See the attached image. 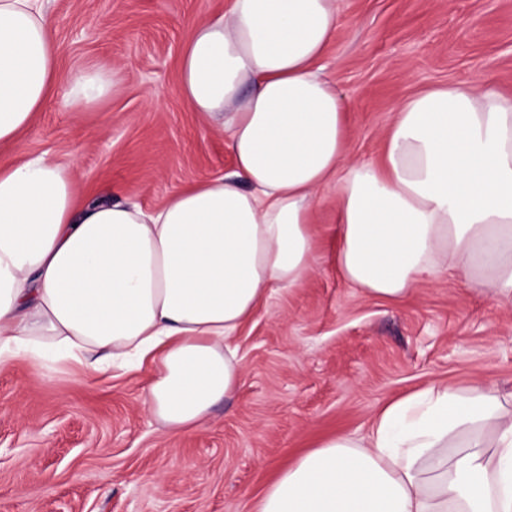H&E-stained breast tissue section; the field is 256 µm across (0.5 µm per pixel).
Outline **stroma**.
Listing matches in <instances>:
<instances>
[{
	"instance_id": "obj_1",
	"label": "stroma",
	"mask_w": 512,
	"mask_h": 512,
	"mask_svg": "<svg viewBox=\"0 0 512 512\" xmlns=\"http://www.w3.org/2000/svg\"><path fill=\"white\" fill-rule=\"evenodd\" d=\"M228 3L47 0L59 81L94 66L122 83L82 112L52 96L0 159L76 158L83 199L147 209L231 171L223 135L178 92L192 24ZM322 65L350 106V156L381 162L400 99L474 79L512 94V0H342ZM336 226L323 197L310 276L239 332L242 384L201 427L172 434L147 413V369L0 370V512H256L278 469L329 436L363 437L395 398L439 381L512 397V307L455 276L399 301L364 295L336 270Z\"/></svg>"
}]
</instances>
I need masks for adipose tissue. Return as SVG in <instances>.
Segmentation results:
<instances>
[{
  "label": "adipose tissue",
  "instance_id": "ef3b65f1",
  "mask_svg": "<svg viewBox=\"0 0 512 512\" xmlns=\"http://www.w3.org/2000/svg\"><path fill=\"white\" fill-rule=\"evenodd\" d=\"M340 11L232 0L192 27L179 93L234 167L158 208L79 202L71 159L0 165V368L149 361L147 412L174 433L204 424L242 379L229 339L310 275L326 194L337 270L364 295L397 299L452 273L512 306V97L478 81L408 96L383 164L353 160L349 106L318 64ZM57 54L44 0H0V145L42 110ZM119 82L80 68L63 96L79 112ZM257 512H512V409L480 385L411 392L363 441L323 439L281 469Z\"/></svg>",
  "mask_w": 512,
  "mask_h": 512
}]
</instances>
